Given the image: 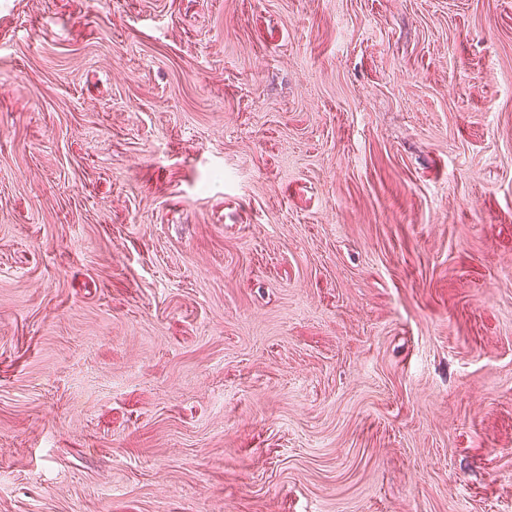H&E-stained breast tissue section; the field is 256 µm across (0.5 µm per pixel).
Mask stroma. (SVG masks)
<instances>
[{"label": "stroma", "mask_w": 512, "mask_h": 512, "mask_svg": "<svg viewBox=\"0 0 512 512\" xmlns=\"http://www.w3.org/2000/svg\"><path fill=\"white\" fill-rule=\"evenodd\" d=\"M0 512H512V0H0Z\"/></svg>", "instance_id": "obj_1"}]
</instances>
